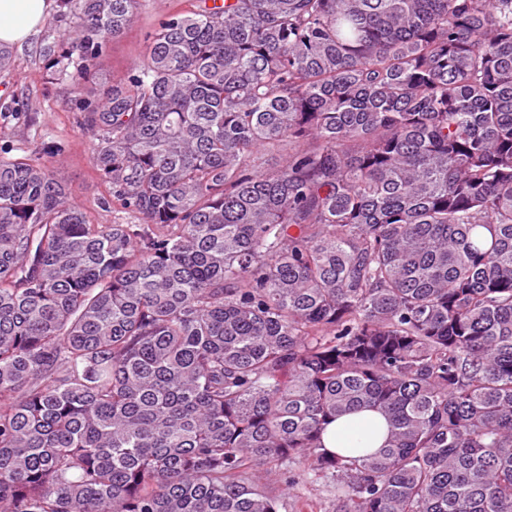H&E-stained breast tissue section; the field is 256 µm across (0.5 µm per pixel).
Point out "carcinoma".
Listing matches in <instances>:
<instances>
[{"label": "carcinoma", "instance_id": "obj_1", "mask_svg": "<svg viewBox=\"0 0 512 512\" xmlns=\"http://www.w3.org/2000/svg\"><path fill=\"white\" fill-rule=\"evenodd\" d=\"M58 3L80 96L137 0ZM81 111L122 222L0 149V512H512V0H213ZM386 431L385 418L378 412L365 410L334 421L327 427L322 441L325 448L336 453H347L354 448L371 453L381 448ZM292 475L295 480L292 493L300 492L305 494L306 497H309L317 506V511L314 512H324V510L330 509L333 492H331V488L325 486V482L321 481L313 486H309L306 484L302 474L295 468H293Z\"/></svg>", "mask_w": 512, "mask_h": 512}]
</instances>
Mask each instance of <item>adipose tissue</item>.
Wrapping results in <instances>:
<instances>
[{
    "label": "adipose tissue",
    "mask_w": 512,
    "mask_h": 512,
    "mask_svg": "<svg viewBox=\"0 0 512 512\" xmlns=\"http://www.w3.org/2000/svg\"><path fill=\"white\" fill-rule=\"evenodd\" d=\"M53 0H0V44L19 45L48 18ZM387 425L375 411H360L343 416L330 424L323 434L325 448L345 453L359 448L377 451L383 445Z\"/></svg>",
    "instance_id": "adipose-tissue-1"
}]
</instances>
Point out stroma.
Masks as SVG:
<instances>
[{"mask_svg":"<svg viewBox=\"0 0 512 512\" xmlns=\"http://www.w3.org/2000/svg\"><path fill=\"white\" fill-rule=\"evenodd\" d=\"M190 6L191 0H139L137 23L115 38L97 60L95 89L110 86L113 78L126 74L142 58L147 35L162 18ZM43 35V30H35L24 44L12 46L13 64L0 74V108L11 109L7 123L0 125V147L33 140L40 132L54 137L62 147L56 164L74 200L93 223H112L118 213L100 204L107 190L93 171L83 114L69 84L51 79L40 54Z\"/></svg>","mask_w":512,"mask_h":512,"instance_id":"stroma-1","label":"stroma"}]
</instances>
